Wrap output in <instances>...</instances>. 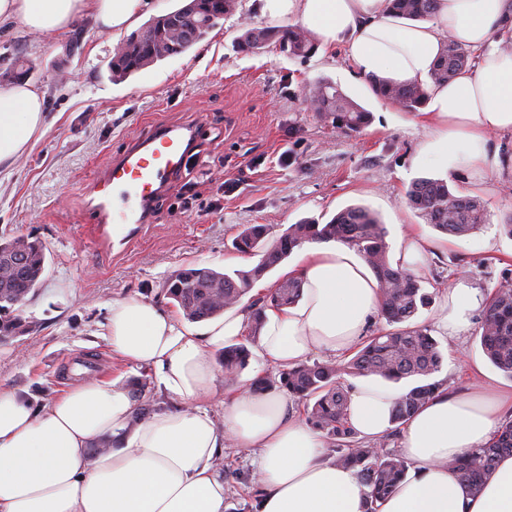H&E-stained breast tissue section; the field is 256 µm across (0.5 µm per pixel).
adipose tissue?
Here are the masks:
<instances>
[{
    "mask_svg": "<svg viewBox=\"0 0 512 512\" xmlns=\"http://www.w3.org/2000/svg\"><path fill=\"white\" fill-rule=\"evenodd\" d=\"M152 0H0V19L38 32H59L94 14L101 32L136 27ZM277 21L304 28L331 51L344 42L352 74L394 84L428 82L447 41L478 53L475 71L430 84L424 139L416 160L450 175L491 180L505 165L491 135L512 131V0H438L430 19L396 18L390 0H264ZM45 125L43 95L28 83L0 90V167L11 166ZM291 275L302 295L265 312L258 333L263 358L285 367L314 352L353 346L379 309V285L368 264L341 243L308 244ZM484 296L468 282L445 293L434 316L448 336L466 331ZM233 311L196 332L152 303H109L101 326L113 353L146 369L178 406L140 418L139 400L123 377L82 381L37 406L0 386V512H225L224 477L216 466L225 439L254 454L261 493L257 512H366V489L354 469L325 460L324 441L288 414L283 396L242 383L221 389L215 351L239 336ZM402 390L365 377L350 392L349 424L374 440L391 426ZM222 398L224 422L204 406ZM512 392L479 388L442 394L404 424L402 455L415 471L379 512H512V455L501 457L479 492L448 466L492 438ZM112 445L94 452L102 439Z\"/></svg>",
    "mask_w": 512,
    "mask_h": 512,
    "instance_id": "1",
    "label": "adipose tissue"
}]
</instances>
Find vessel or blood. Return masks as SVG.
<instances>
[{"label":"vessel or blood","mask_w":512,"mask_h":512,"mask_svg":"<svg viewBox=\"0 0 512 512\" xmlns=\"http://www.w3.org/2000/svg\"><path fill=\"white\" fill-rule=\"evenodd\" d=\"M200 124L155 126L131 142L104 170L81 185L87 221L97 234L149 223L166 186L180 174L197 145Z\"/></svg>","instance_id":"b4317fda"}]
</instances>
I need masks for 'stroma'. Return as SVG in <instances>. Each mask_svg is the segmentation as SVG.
Instances as JSON below:
<instances>
[{"label":"stroma","instance_id":"1","mask_svg":"<svg viewBox=\"0 0 512 512\" xmlns=\"http://www.w3.org/2000/svg\"><path fill=\"white\" fill-rule=\"evenodd\" d=\"M262 0H241L187 52L169 57L123 82L109 78L117 45L92 15L76 19L79 51L70 34L30 31L0 23V89L12 86L15 62L45 98L47 129L0 172V236L31 235L46 247L45 271L20 314L28 332L0 344V385L23 390L39 403L69 389L80 362L97 359L96 378L142 381L155 409L174 400L142 369L131 367L101 337L108 303L129 296L178 314L164 284L188 266L230 273L256 264L232 241L247 225L266 224L271 237L303 220L327 223L351 205L374 212L390 249L408 233L432 249L415 273L434 302L464 279L488 291L512 271V237L502 224L512 211V169L491 186L449 179L451 188L478 196L487 222L457 239L426 224L407 204L411 184L440 178L436 165L415 161L424 130L415 113L375 96L369 80L351 75L344 44L334 54L293 58L272 46L243 52L242 24L270 26ZM337 83L372 114L361 133L345 136L307 105L310 84ZM203 117L198 150L155 204L150 223L129 226L123 240L96 238L84 221L80 184L151 125H187ZM433 304L414 319L433 330ZM444 354L449 394L466 397L484 385L512 390V379L484 356L478 326L456 337L435 332ZM251 454L225 443L228 512H256L258 486Z\"/></svg>","mask_w":512,"mask_h":512}]
</instances>
